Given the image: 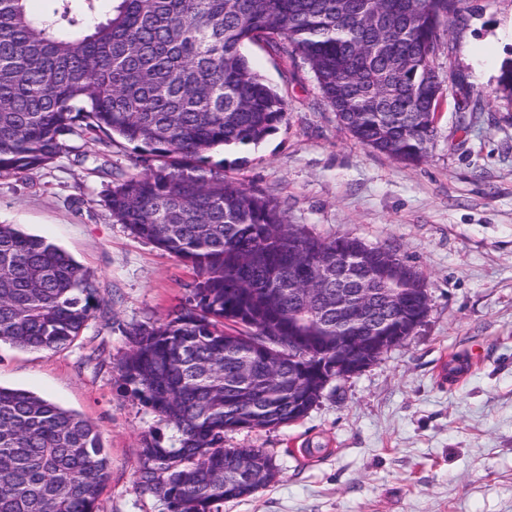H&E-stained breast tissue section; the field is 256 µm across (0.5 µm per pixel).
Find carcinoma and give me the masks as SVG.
<instances>
[{"mask_svg":"<svg viewBox=\"0 0 512 512\" xmlns=\"http://www.w3.org/2000/svg\"><path fill=\"white\" fill-rule=\"evenodd\" d=\"M38 15L0 0V174L44 167L71 137L118 139L141 150L142 171L112 185L105 204L136 238L193 265L188 307L137 326L121 363L124 384L170 425L140 448L143 490L169 512H221L267 486L240 477L224 491L238 449L224 436L239 415L257 428L305 417L314 402L285 380L258 395L225 393L224 378L262 336H302L336 360L341 287L373 291L363 336H411L428 305L423 273L390 247L353 255L359 238L294 224L277 198L201 174L207 154L258 145L286 120L277 89L244 47L274 44L309 64L324 101L362 146L410 164L436 136L434 59L462 0H55ZM392 11L384 26L372 12ZM345 261L354 278L325 281ZM102 299L96 280L48 240L0 225V342L57 351L84 332ZM109 479L101 436L85 417L0 387V512H97Z\"/></svg>","mask_w":512,"mask_h":512,"instance_id":"cac0c4a2","label":"carcinoma"}]
</instances>
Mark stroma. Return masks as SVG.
Masks as SVG:
<instances>
[{
	"instance_id": "1",
	"label": "stroma",
	"mask_w": 512,
	"mask_h": 512,
	"mask_svg": "<svg viewBox=\"0 0 512 512\" xmlns=\"http://www.w3.org/2000/svg\"><path fill=\"white\" fill-rule=\"evenodd\" d=\"M245 52L287 103L259 146L216 149L208 169L281 201L322 235L397 249L427 278L429 312L406 341L331 382L301 420L226 434L261 448L274 481L223 512H512V0H464L435 59L443 96L425 162L370 151L337 123L300 56ZM124 141H66L48 167L0 175V224L46 238L96 278L103 303L57 352L0 342V386L80 413L99 430L110 477L98 512H168L137 482L145 436L166 431L121 376L128 331L174 316L192 266L133 237L103 203L112 177L138 173ZM109 161L111 176L98 174ZM460 359L456 381L444 379Z\"/></svg>"
}]
</instances>
